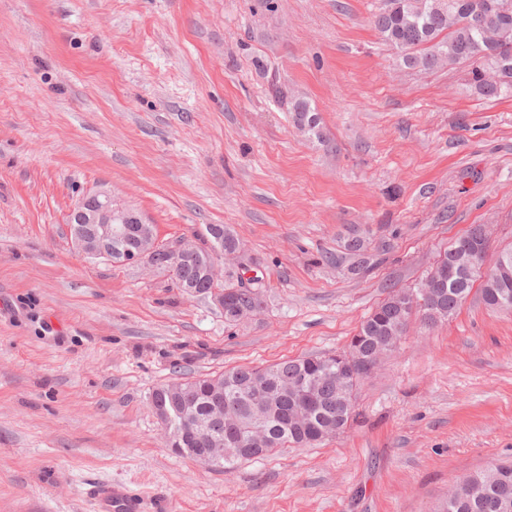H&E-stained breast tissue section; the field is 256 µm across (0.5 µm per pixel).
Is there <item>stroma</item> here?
Returning <instances> with one entry per match:
<instances>
[{
    "label": "stroma",
    "mask_w": 512,
    "mask_h": 512,
    "mask_svg": "<svg viewBox=\"0 0 512 512\" xmlns=\"http://www.w3.org/2000/svg\"><path fill=\"white\" fill-rule=\"evenodd\" d=\"M379 5L0 0V512H94L111 483L143 512H436L512 460V310L474 293L412 324L315 446L209 467L151 409L164 383L343 350L471 225L512 246V94L405 67ZM96 191L165 243L229 228L263 312L228 325L168 272L87 258L67 222ZM353 230L391 244L359 275L325 259ZM289 112H292V117L296 125L303 126V131L313 132L318 137H321L322 133L319 129V119L315 112L310 107V104L301 99H292L288 102Z\"/></svg>",
    "instance_id": "stroma-1"
}]
</instances>
